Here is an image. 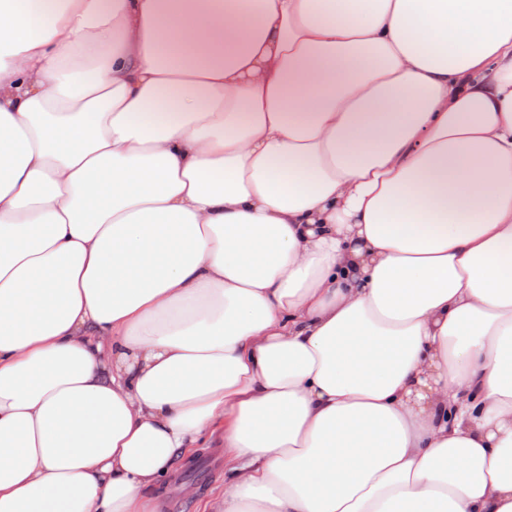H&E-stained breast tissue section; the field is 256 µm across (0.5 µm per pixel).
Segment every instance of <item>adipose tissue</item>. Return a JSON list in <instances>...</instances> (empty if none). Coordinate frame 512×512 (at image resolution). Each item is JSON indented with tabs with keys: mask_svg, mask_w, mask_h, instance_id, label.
<instances>
[{
	"mask_svg": "<svg viewBox=\"0 0 512 512\" xmlns=\"http://www.w3.org/2000/svg\"><path fill=\"white\" fill-rule=\"evenodd\" d=\"M512 512V0H0V512ZM196 457L177 460L174 465V476L164 485L162 491L161 512H197L201 503L206 502L224 486V455L221 448H199ZM189 461V462H188ZM209 465V473L205 479L191 478L187 472L201 463ZM183 485H190L196 490L193 498L185 497L181 492Z\"/></svg>",
	"mask_w": 512,
	"mask_h": 512,
	"instance_id": "1",
	"label": "adipose tissue"
}]
</instances>
